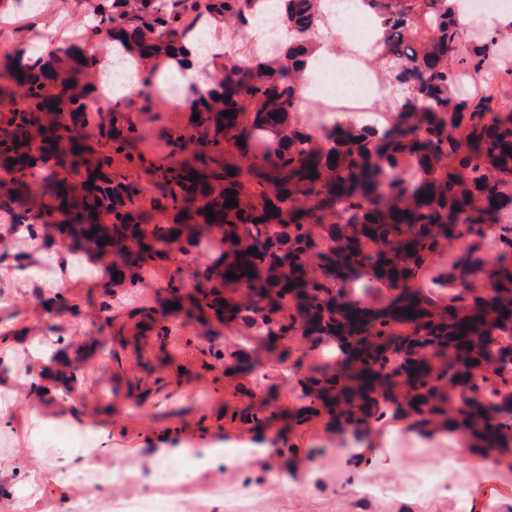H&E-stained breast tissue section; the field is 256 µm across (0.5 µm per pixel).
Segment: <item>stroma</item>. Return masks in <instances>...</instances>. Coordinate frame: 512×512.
<instances>
[{
  "instance_id": "stroma-1",
  "label": "stroma",
  "mask_w": 512,
  "mask_h": 512,
  "mask_svg": "<svg viewBox=\"0 0 512 512\" xmlns=\"http://www.w3.org/2000/svg\"><path fill=\"white\" fill-rule=\"evenodd\" d=\"M69 25H59L56 17L44 15L34 20L28 41L38 52L53 49L54 39L73 37L85 23V12L68 8ZM0 293L10 296L9 304H0V316L15 317V331L21 336H36L41 342L72 340L97 342L103 349L114 346L110 332L96 329L100 290L94 279L80 278L78 287L66 288L68 296L81 299L78 309L60 307L44 314L33 290L12 288L9 276L0 275ZM187 344L173 350L163 372L145 368L153 359L152 339H140L138 346L121 350V372H102L100 357H86L71 351L72 367L80 377L77 385L83 403L81 428L58 424L42 435L41 447L57 451L82 448L89 444V428H112V455L98 461L101 469L119 462L128 468L146 470L154 458L157 444L169 450V464L178 467L185 448H208L223 443L228 448L245 445L266 446L265 459L250 462L248 471L255 481L273 476L276 501L273 512H353L354 505L339 491L341 475L371 479L372 483H395L412 473L432 470L435 459L455 448L456 438L448 433L422 437L411 432L405 422L394 421L381 427L369 448L361 455L343 459L341 466H328L324 482L318 488L307 485V470L315 461L317 445L335 444L334 433L323 423L295 425L293 415L299 400L290 381L280 379L282 364L273 362L263 343L238 335L235 324L224 327L214 343L226 350L245 348L253 367L245 371L203 365L200 351L206 342L190 338L180 330ZM246 408L272 413L264 431L243 424H226L225 414ZM297 449L296 455L279 451L283 442ZM469 488L468 512H512V479L492 469H470L465 473Z\"/></svg>"
}]
</instances>
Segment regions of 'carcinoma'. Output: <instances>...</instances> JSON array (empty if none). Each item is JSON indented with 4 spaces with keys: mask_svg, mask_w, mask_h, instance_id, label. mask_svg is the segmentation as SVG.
<instances>
[{
    "mask_svg": "<svg viewBox=\"0 0 512 512\" xmlns=\"http://www.w3.org/2000/svg\"><path fill=\"white\" fill-rule=\"evenodd\" d=\"M258 2L89 0L86 30L140 67L135 107L114 96L96 111L105 59L76 45L0 60L4 233L42 236L62 266L86 257L102 268L104 311L141 287L143 270H165L168 295L126 314L163 352L173 319L198 337L237 321L263 340L329 349L331 361L296 379L299 425L327 415L366 439L404 419L423 435L463 432L474 454L512 465V108L500 104L512 67L456 93L459 74L495 65L512 20L464 50L459 0H363L402 97L389 125L321 132L297 112L322 0H282L288 40L247 64L224 39L249 28ZM199 20L221 52L205 87L179 89L185 111L172 124L160 72L185 69ZM231 198L238 206L225 207ZM448 346L458 360L437 371L419 355ZM213 358L228 370L249 362L238 350ZM274 416L227 421L261 430Z\"/></svg>",
    "mask_w": 512,
    "mask_h": 512,
    "instance_id": "1",
    "label": "carcinoma"
}]
</instances>
